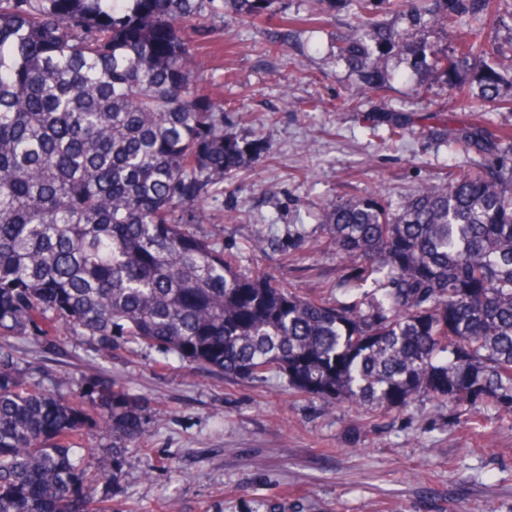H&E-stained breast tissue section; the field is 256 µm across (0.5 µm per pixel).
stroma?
<instances>
[{"label":"stroma","mask_w":512,"mask_h":512,"mask_svg":"<svg viewBox=\"0 0 512 512\" xmlns=\"http://www.w3.org/2000/svg\"><path fill=\"white\" fill-rule=\"evenodd\" d=\"M352 20L337 0L319 24L292 27L282 53L264 50L277 20L205 13L182 35L224 107V128L257 136L266 153L197 207V231L234 266L288 289L332 299L351 274L317 225L327 203L372 194L399 207L427 181L474 169L476 151L448 146L441 122L512 127V112L464 108L433 71L389 58L397 75L369 94L334 55ZM359 111H346V98ZM399 111L406 133L385 142L365 128L376 106ZM58 357L19 355L39 372L79 385L103 373L148 401L149 432L116 485L114 512H512V418L467 425L432 398L401 412H326L285 379L241 382L126 345L99 351L60 333Z\"/></svg>","instance_id":"35a3bbf8"}]
</instances>
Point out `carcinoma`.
Instances as JSON below:
<instances>
[{"mask_svg":"<svg viewBox=\"0 0 512 512\" xmlns=\"http://www.w3.org/2000/svg\"><path fill=\"white\" fill-rule=\"evenodd\" d=\"M403 27L379 18L386 2ZM502 0H350L358 24L336 58L380 91L384 56L442 72L462 101L512 109L492 60L459 38L435 51L412 31L468 15L492 28ZM279 17V0H0V512H114L118 483L149 431L145 399L93 374L65 395L11 340L48 353L61 325L110 350L123 341L243 380L284 378L328 411L401 412L422 397L467 422L512 414V128L447 126L486 156L416 190L403 207L335 201L320 227L356 267L347 301L311 299L245 275L200 235L194 206L266 151L224 130L182 26L204 9ZM479 73L478 91L454 82ZM370 128L398 136L382 107ZM111 456L93 473L75 449Z\"/></svg>","mask_w":512,"mask_h":512,"instance_id":"carcinoma-1","label":"carcinoma"}]
</instances>
